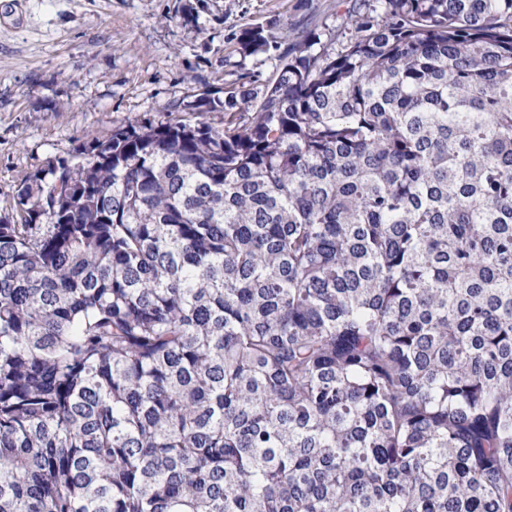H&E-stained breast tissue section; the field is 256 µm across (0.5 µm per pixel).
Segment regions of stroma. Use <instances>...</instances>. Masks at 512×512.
Returning a JSON list of instances; mask_svg holds the SVG:
<instances>
[{
    "label": "stroma",
    "instance_id": "obj_1",
    "mask_svg": "<svg viewBox=\"0 0 512 512\" xmlns=\"http://www.w3.org/2000/svg\"><path fill=\"white\" fill-rule=\"evenodd\" d=\"M351 0H0V215L58 156L134 119H170L188 95L276 73L296 25L335 28ZM260 25L274 46L241 57Z\"/></svg>",
    "mask_w": 512,
    "mask_h": 512
}]
</instances>
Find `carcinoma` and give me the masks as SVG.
Listing matches in <instances>:
<instances>
[{
  "instance_id": "obj_1",
  "label": "carcinoma",
  "mask_w": 512,
  "mask_h": 512,
  "mask_svg": "<svg viewBox=\"0 0 512 512\" xmlns=\"http://www.w3.org/2000/svg\"><path fill=\"white\" fill-rule=\"evenodd\" d=\"M278 61L15 188L0 512H512V0Z\"/></svg>"
}]
</instances>
